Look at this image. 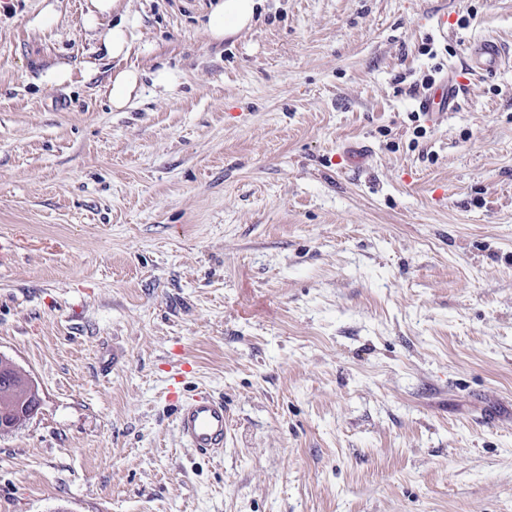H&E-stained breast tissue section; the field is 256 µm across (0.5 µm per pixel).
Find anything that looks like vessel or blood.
I'll return each mask as SVG.
<instances>
[{"label": "vessel or blood", "instance_id": "b4317fda", "mask_svg": "<svg viewBox=\"0 0 512 512\" xmlns=\"http://www.w3.org/2000/svg\"><path fill=\"white\" fill-rule=\"evenodd\" d=\"M501 43L492 37L469 42L464 69L469 73L493 74L508 62ZM466 84L463 78L441 81L428 95L418 99V112L427 120H437L458 111ZM227 408L222 396L203 391L179 403L174 421L181 442L203 455H219L224 451Z\"/></svg>", "mask_w": 512, "mask_h": 512}]
</instances>
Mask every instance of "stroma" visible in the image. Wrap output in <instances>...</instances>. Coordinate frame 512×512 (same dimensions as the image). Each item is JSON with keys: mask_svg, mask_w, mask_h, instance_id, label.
Instances as JSON below:
<instances>
[{"mask_svg": "<svg viewBox=\"0 0 512 512\" xmlns=\"http://www.w3.org/2000/svg\"><path fill=\"white\" fill-rule=\"evenodd\" d=\"M87 5L0 0V356L41 396L0 512H512V67L411 119L433 64L512 55V0H266L221 41L133 0L120 110ZM508 63L501 43L493 37H485L468 43L462 69L469 73L493 74ZM140 71L134 67H124L112 73L110 83L106 85L109 100L115 109L124 108L130 101L132 93L139 85ZM227 408L224 398L207 391L178 404L174 421L181 442L202 455L224 452Z\"/></svg>", "mask_w": 512, "mask_h": 512, "instance_id": "stroma-1", "label": "stroma"}]
</instances>
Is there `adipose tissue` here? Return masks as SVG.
<instances>
[{
    "label": "adipose tissue",
    "instance_id": "adipose-tissue-1",
    "mask_svg": "<svg viewBox=\"0 0 512 512\" xmlns=\"http://www.w3.org/2000/svg\"><path fill=\"white\" fill-rule=\"evenodd\" d=\"M260 6L261 0H214L206 13L205 32L210 38L221 40L250 29ZM117 8L118 0H89L85 27L93 31L99 17L112 14L117 17L115 24L103 34L102 41L107 55L123 63L122 68L115 70L107 86L113 108L121 109L137 89L141 73L125 64L132 50V36L129 21L126 17L117 16Z\"/></svg>",
    "mask_w": 512,
    "mask_h": 512
}]
</instances>
